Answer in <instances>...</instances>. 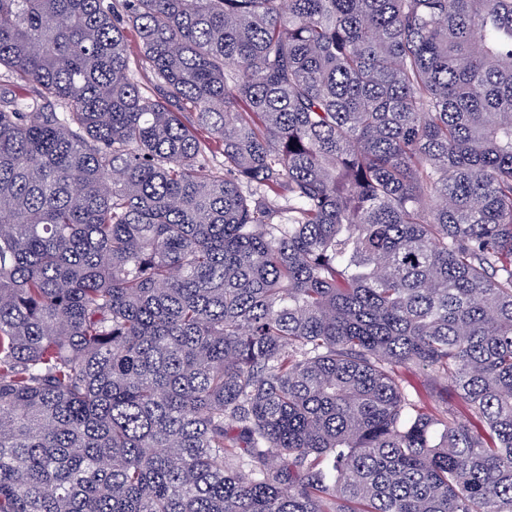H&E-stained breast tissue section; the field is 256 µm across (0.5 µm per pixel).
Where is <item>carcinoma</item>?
<instances>
[{
  "mask_svg": "<svg viewBox=\"0 0 512 512\" xmlns=\"http://www.w3.org/2000/svg\"><path fill=\"white\" fill-rule=\"evenodd\" d=\"M1 70L0 512H512V0H0ZM408 375L412 384L424 395H426L427 385H431L433 387V399L428 405L430 408H434V400L439 399L440 395L446 396L442 388L443 385L440 386L438 383H435L434 376L429 370L414 368Z\"/></svg>",
  "mask_w": 512,
  "mask_h": 512,
  "instance_id": "obj_1",
  "label": "carcinoma"
}]
</instances>
